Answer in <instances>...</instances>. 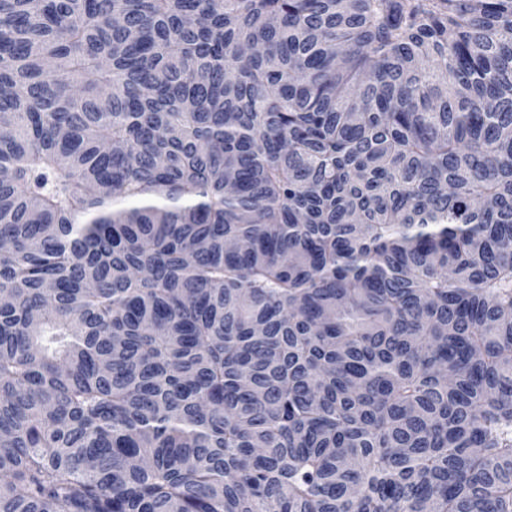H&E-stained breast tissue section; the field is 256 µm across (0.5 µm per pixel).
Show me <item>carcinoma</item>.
<instances>
[{"label":"carcinoma","mask_w":512,"mask_h":512,"mask_svg":"<svg viewBox=\"0 0 512 512\" xmlns=\"http://www.w3.org/2000/svg\"><path fill=\"white\" fill-rule=\"evenodd\" d=\"M0 512H512V0H0Z\"/></svg>","instance_id":"obj_1"}]
</instances>
